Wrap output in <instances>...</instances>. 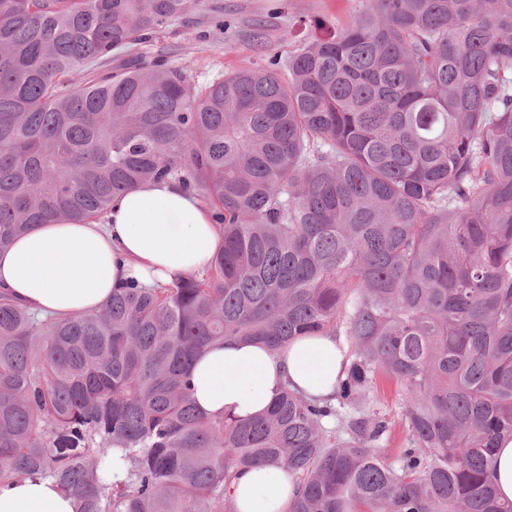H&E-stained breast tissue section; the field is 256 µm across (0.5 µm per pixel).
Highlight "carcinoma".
Here are the masks:
<instances>
[{"instance_id":"1","label":"carcinoma","mask_w":512,"mask_h":512,"mask_svg":"<svg viewBox=\"0 0 512 512\" xmlns=\"http://www.w3.org/2000/svg\"><path fill=\"white\" fill-rule=\"evenodd\" d=\"M358 2L288 79L197 86L142 50L191 0H0V251L160 179L222 235L203 273L95 313L0 291V484L50 478L73 512H235L230 481L267 464L291 512H512L491 479L512 437V0ZM316 334L346 337L333 400L196 408L206 348ZM379 376L405 401L393 455Z\"/></svg>"}]
</instances>
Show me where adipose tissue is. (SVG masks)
Returning a JSON list of instances; mask_svg holds the SVG:
<instances>
[{
    "label": "adipose tissue",
    "mask_w": 512,
    "mask_h": 512,
    "mask_svg": "<svg viewBox=\"0 0 512 512\" xmlns=\"http://www.w3.org/2000/svg\"><path fill=\"white\" fill-rule=\"evenodd\" d=\"M221 244L200 202L175 182L158 180L116 196L103 221L38 225L0 253V289L31 311L76 316L99 309L113 288L145 287L205 271ZM347 345L327 335L300 336L279 353L239 341L205 350L191 370L194 400L209 417L260 415L282 388L325 401L343 378ZM227 493L236 512H288L296 484L283 470L240 471ZM0 512H72L53 480L0 485Z\"/></svg>",
    "instance_id": "1"
}]
</instances>
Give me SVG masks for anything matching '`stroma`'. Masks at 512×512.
Here are the masks:
<instances>
[{
    "label": "stroma",
    "instance_id": "1",
    "mask_svg": "<svg viewBox=\"0 0 512 512\" xmlns=\"http://www.w3.org/2000/svg\"><path fill=\"white\" fill-rule=\"evenodd\" d=\"M357 8L356 0H197L161 28L149 48L167 52L199 85L246 63L284 76L302 42L352 22Z\"/></svg>",
    "mask_w": 512,
    "mask_h": 512
}]
</instances>
